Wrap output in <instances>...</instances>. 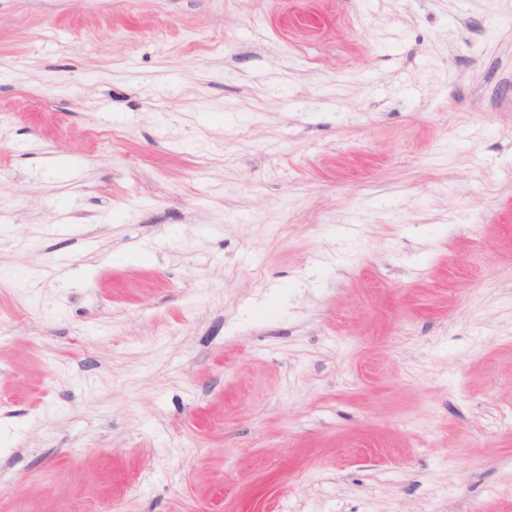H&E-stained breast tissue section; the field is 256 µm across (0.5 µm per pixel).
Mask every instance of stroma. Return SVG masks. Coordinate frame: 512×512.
I'll return each mask as SVG.
<instances>
[{
    "mask_svg": "<svg viewBox=\"0 0 512 512\" xmlns=\"http://www.w3.org/2000/svg\"><path fill=\"white\" fill-rule=\"evenodd\" d=\"M0 512H512V0H0Z\"/></svg>",
    "mask_w": 512,
    "mask_h": 512,
    "instance_id": "obj_1",
    "label": "stroma"
}]
</instances>
